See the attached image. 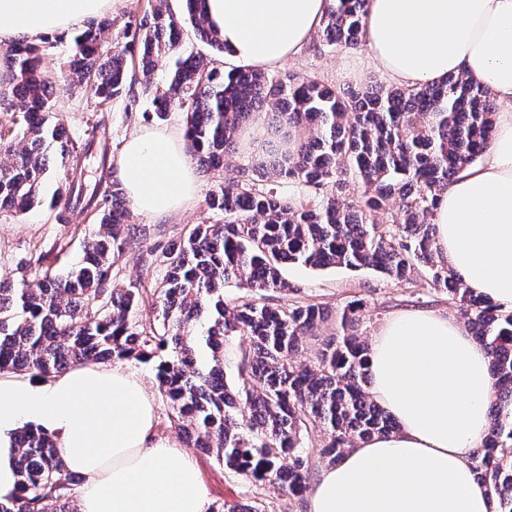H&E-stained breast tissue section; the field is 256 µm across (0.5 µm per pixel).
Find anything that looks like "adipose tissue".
<instances>
[{
    "label": "adipose tissue",
    "mask_w": 512,
    "mask_h": 512,
    "mask_svg": "<svg viewBox=\"0 0 512 512\" xmlns=\"http://www.w3.org/2000/svg\"><path fill=\"white\" fill-rule=\"evenodd\" d=\"M120 0H0V44L85 26ZM333 0H207L225 70H266L294 58ZM367 64L402 86L465 73L506 107L491 147L443 192L432 222L449 268L474 293L512 307V0H370ZM132 207L155 219L194 198L181 140L147 130L117 164ZM373 399L399 428L321 469L308 512H495L470 451L490 426L493 379L483 347L453 317L407 310L370 348ZM153 396L120 364H81L50 377L0 374V501L16 493L9 437L26 425L56 440L83 484L78 512H209L195 461L157 431Z\"/></svg>",
    "instance_id": "adipose-tissue-1"
}]
</instances>
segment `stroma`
I'll return each mask as SVG.
<instances>
[{"label": "stroma", "instance_id": "35a3bbf8", "mask_svg": "<svg viewBox=\"0 0 512 512\" xmlns=\"http://www.w3.org/2000/svg\"><path fill=\"white\" fill-rule=\"evenodd\" d=\"M320 36H313L296 58L284 64V71L300 76L316 78L333 88L368 87L386 84L381 73L365 64L366 51L359 48L323 50ZM171 58H163L151 78H144L141 71L130 70L135 95L134 104L116 100L107 109H100L96 99L83 86H59L53 102L56 113L66 127L72 140L84 139L88 130L97 121L106 124V138L112 155H119L125 140L144 128H163L177 133L185 130L183 112L171 111L163 121L147 120V112L154 109L156 87L162 86L171 65ZM224 179L223 170L198 173L197 197L186 211L164 220L149 219L138 213H130L129 223L149 224L157 228L155 240H131L118 263L121 282L137 281L142 274L139 263L153 241L176 243L196 224L215 223L219 215L211 210L208 198L217 184ZM51 190H43L42 203L24 214H0V280L17 277L20 260L38 255L55 240L68 243L65 260L73 264L81 260L83 242L97 229L95 220L87 214L73 216L71 223L59 224L52 217L49 207ZM288 279L300 287L305 299L323 304L333 313H342L353 301L362 304L358 312L356 330L365 340H372L380 327L395 313L406 309H431L442 314H453L444 296L432 290L426 277L414 279L412 284L392 282L372 270H350L332 268L312 270L302 266H289ZM158 429L161 436L172 439L178 447L192 456L196 462L202 482L208 492L211 512H229L231 505L240 501L247 492L246 485L237 476L225 471L223 464L214 456L197 451L188 438L174 427L168 419L164 400L156 402Z\"/></svg>", "mask_w": 512, "mask_h": 512}]
</instances>
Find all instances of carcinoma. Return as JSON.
<instances>
[{"instance_id": "cac0c4a2", "label": "carcinoma", "mask_w": 512, "mask_h": 512, "mask_svg": "<svg viewBox=\"0 0 512 512\" xmlns=\"http://www.w3.org/2000/svg\"><path fill=\"white\" fill-rule=\"evenodd\" d=\"M155 2L139 23L124 26L116 47L103 40L112 19L90 22L74 35L62 77L93 81L102 104L128 97L127 59L148 77L182 41L167 0ZM367 2L334 0L322 22V46H362ZM184 5L210 54L175 61L156 89L155 115L182 109L192 158L205 173L224 170L208 201L222 221L192 227L176 246L154 244L139 259L142 278L135 283H120L116 265L130 239L153 232L126 222L106 137L94 131L81 142L64 140L51 102L55 83L41 68L59 37L6 49L0 105L15 119L0 130V213H24L38 203L57 154L64 184L51 197L54 220L69 224L75 211L91 209L98 231L84 241L79 263L34 269L21 261L20 279L0 281V371L48 376L83 363L152 362L170 422L262 502L231 512H288L320 466L395 431L397 422L370 395V348L353 332L356 309L343 311L340 333L322 340L315 359L300 358L307 337L333 313L299 300L301 289L288 282L284 267L366 268L405 283L424 274L489 357L491 422L471 459L497 512H512V310L465 287L439 260L435 227L427 222L448 182L489 148L494 99L465 74L438 85L342 92L290 73H226L224 41L207 23L205 0ZM265 107L278 114L273 133L295 131L293 150L273 147L259 163L235 164L239 129ZM90 158L101 173L94 186L84 178ZM360 183L364 190L355 198L351 189ZM231 280L242 293L227 299L224 283ZM146 301L157 311L153 320L140 314ZM244 335L250 343L240 349L231 388L224 340ZM313 436L322 440L315 456L305 447ZM11 447L17 494L0 502V512H48L51 503L55 512H74L71 498L82 477L66 468L53 436L24 427ZM268 486L284 500L266 499Z\"/></svg>"}]
</instances>
